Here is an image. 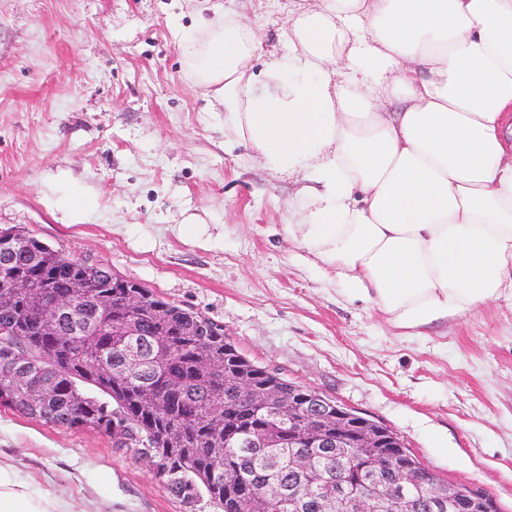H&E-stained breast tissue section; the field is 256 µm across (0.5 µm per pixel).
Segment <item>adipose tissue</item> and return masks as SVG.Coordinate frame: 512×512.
Masks as SVG:
<instances>
[{
	"label": "adipose tissue",
	"mask_w": 512,
	"mask_h": 512,
	"mask_svg": "<svg viewBox=\"0 0 512 512\" xmlns=\"http://www.w3.org/2000/svg\"><path fill=\"white\" fill-rule=\"evenodd\" d=\"M281 56L231 14L183 39L230 140L301 178L290 239L423 332L512 295V0H290ZM0 512H72L0 471Z\"/></svg>",
	"instance_id": "ef3b65f1"
}]
</instances>
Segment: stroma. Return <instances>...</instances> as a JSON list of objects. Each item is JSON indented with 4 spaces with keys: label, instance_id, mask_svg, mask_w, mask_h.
<instances>
[{
    "label": "stroma",
    "instance_id": "stroma-1",
    "mask_svg": "<svg viewBox=\"0 0 512 512\" xmlns=\"http://www.w3.org/2000/svg\"><path fill=\"white\" fill-rule=\"evenodd\" d=\"M281 50L288 0H0V230H23L223 326L249 360L387 426L440 478L512 512V298L413 336L296 242V184L228 143L180 42L215 10ZM83 213L56 208L69 192ZM198 224L182 233L181 222ZM0 462L76 512L186 505L92 429L0 407Z\"/></svg>",
    "mask_w": 512,
    "mask_h": 512
}]
</instances>
